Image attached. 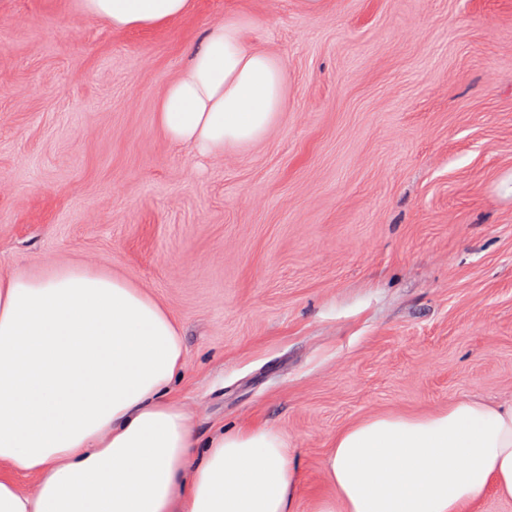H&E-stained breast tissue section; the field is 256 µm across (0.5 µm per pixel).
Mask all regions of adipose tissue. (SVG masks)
Returning a JSON list of instances; mask_svg holds the SVG:
<instances>
[{
  "label": "adipose tissue",
  "mask_w": 512,
  "mask_h": 512,
  "mask_svg": "<svg viewBox=\"0 0 512 512\" xmlns=\"http://www.w3.org/2000/svg\"><path fill=\"white\" fill-rule=\"evenodd\" d=\"M81 2L116 31L158 29L194 7ZM252 26L238 14L207 30L158 103L169 142L216 156L277 123L284 70L247 47ZM183 364L177 323L122 277L78 265L0 277V512H296L301 474L286 438L262 426L198 437L170 396ZM323 480L311 512L512 501V404L462 399L364 418L337 432Z\"/></svg>",
  "instance_id": "1"
}]
</instances>
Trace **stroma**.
<instances>
[{
    "instance_id": "1",
    "label": "stroma",
    "mask_w": 512,
    "mask_h": 512,
    "mask_svg": "<svg viewBox=\"0 0 512 512\" xmlns=\"http://www.w3.org/2000/svg\"><path fill=\"white\" fill-rule=\"evenodd\" d=\"M246 12L286 106L219 157L156 119L205 31ZM512 0H195L117 32L0 0V276L121 275L180 327L200 436L260 424L320 490L380 412L512 401Z\"/></svg>"
}]
</instances>
